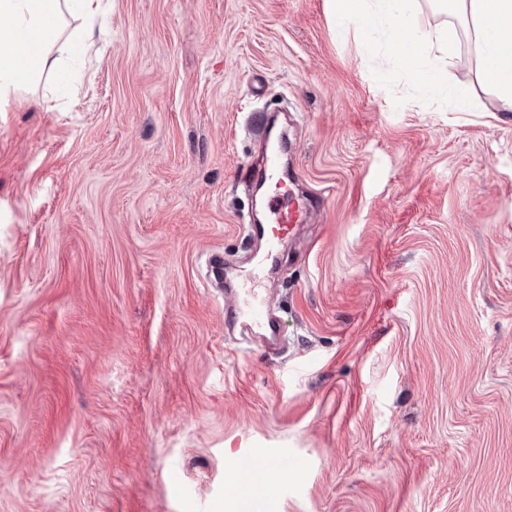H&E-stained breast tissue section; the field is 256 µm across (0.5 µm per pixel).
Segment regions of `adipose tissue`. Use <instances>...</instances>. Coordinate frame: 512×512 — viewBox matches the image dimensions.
Listing matches in <instances>:
<instances>
[{
    "mask_svg": "<svg viewBox=\"0 0 512 512\" xmlns=\"http://www.w3.org/2000/svg\"><path fill=\"white\" fill-rule=\"evenodd\" d=\"M416 0H331L342 24L384 26L397 67L434 95L468 108L448 80L446 58L460 29L473 36L481 77L495 93L500 112H512V0H434L456 24L426 29ZM102 0H0V96L29 88L43 74L61 76L74 58L98 54L94 21ZM76 27H68V19Z\"/></svg>",
    "mask_w": 512,
    "mask_h": 512,
    "instance_id": "1",
    "label": "adipose tissue"
}]
</instances>
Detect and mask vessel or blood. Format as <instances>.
Segmentation results:
<instances>
[{"instance_id": "obj_1", "label": "vessel or blood", "mask_w": 512, "mask_h": 512, "mask_svg": "<svg viewBox=\"0 0 512 512\" xmlns=\"http://www.w3.org/2000/svg\"><path fill=\"white\" fill-rule=\"evenodd\" d=\"M271 221L252 227L254 236L264 239L268 247H275L292 230L298 219L296 207L283 203L281 195H273L267 203ZM275 300L272 296L258 294L243 289L227 291L224 299V320L230 324H244L250 332V341L257 346H264L275 340L277 320L273 315ZM274 461L261 462L248 456L236 461L237 483L240 493H251L257 474L274 468Z\"/></svg>"}]
</instances>
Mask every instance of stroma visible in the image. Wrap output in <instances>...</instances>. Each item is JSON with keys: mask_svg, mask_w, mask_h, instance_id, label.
Segmentation results:
<instances>
[{"mask_svg": "<svg viewBox=\"0 0 512 512\" xmlns=\"http://www.w3.org/2000/svg\"><path fill=\"white\" fill-rule=\"evenodd\" d=\"M106 2L68 97L0 98V512H512V114L472 39L459 112L329 0ZM264 114L315 205L272 252ZM241 454L290 472L243 497ZM275 300L270 295H258L245 289L226 290L224 299V323L236 325L241 319L249 330V340L257 346H264L276 340L277 320L273 315Z\"/></svg>", "mask_w": 512, "mask_h": 512, "instance_id": "1", "label": "stroma"}]
</instances>
